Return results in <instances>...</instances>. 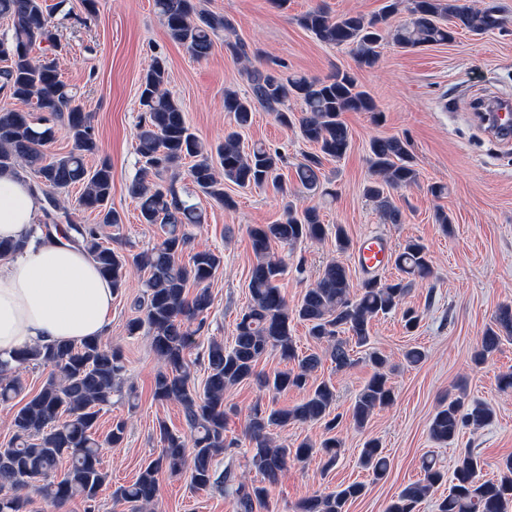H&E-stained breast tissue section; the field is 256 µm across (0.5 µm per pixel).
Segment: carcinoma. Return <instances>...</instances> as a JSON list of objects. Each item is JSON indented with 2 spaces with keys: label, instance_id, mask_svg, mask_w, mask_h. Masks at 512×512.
I'll list each match as a JSON object with an SVG mask.
<instances>
[{
  "label": "carcinoma",
  "instance_id": "1",
  "mask_svg": "<svg viewBox=\"0 0 512 512\" xmlns=\"http://www.w3.org/2000/svg\"><path fill=\"white\" fill-rule=\"evenodd\" d=\"M170 38L186 47L196 59L207 57L212 36L231 28L220 14L199 8L196 0H154ZM405 8L408 17L388 30L386 17ZM379 18L360 14L331 17L314 8L299 17V24L323 43L350 48L360 68H372L379 59V48L386 38L401 49L445 45L461 30L483 34L505 25L483 8L461 0H388ZM0 16L14 21L11 41L0 49L7 65L0 69V91L10 99L31 106L29 110L0 108V168H25L33 173L35 186L44 197V220L37 225L44 236L59 228V203L56 194L72 185L80 187L77 206L97 213L99 223L114 227L121 216L109 205L112 196V166L103 161L94 169L86 166L87 156L97 152L98 144L90 118L76 102L51 59L36 61L35 47L55 46L56 35L49 26L43 0H0ZM249 90L241 95L224 91V111L232 115L235 129L224 134L216 148L205 146L191 131L181 105L166 91L168 72L156 60L140 86V120L136 133V152L143 163L142 176L130 186L142 224H157L163 238L154 246L125 253L101 241L95 224H79L66 219L65 239L83 249L102 275L112 282L114 293L126 284L129 270L147 273L143 281V316L129 321L127 331L136 335L146 331L150 347L162 363L154 379L153 399L175 403L182 409L188 435L172 432L158 423L162 445L156 458L141 468L136 480L112 492L116 506L129 512H150L159 489V474L187 473L190 485L206 490L212 485L213 463L233 443L226 440L227 412L224 395L235 386L254 384L275 392L304 390L306 395L290 408H269L256 402L248 415L246 455L249 466L263 481L259 485L224 477L226 492L235 499L237 512H254L266 506L269 488L277 484L288 461L306 460L319 453L323 470L332 469L341 454L342 441L334 435L343 416L335 413L336 392L329 381L310 383L322 364L317 352L301 353L292 324H306L308 335L326 345L325 354L336 370L351 367L352 352L370 342L374 318L398 310L409 330L417 327L419 316L404 307L410 287L431 278L434 267L427 247L417 239L405 242L394 256L401 276L383 282L375 276L356 284L349 268L339 260L327 263L300 303L289 305L279 286L286 269L285 260L271 252L278 243L290 249L296 245L321 242L334 234L336 249L347 252L352 241L341 224L323 222L314 206H286L285 220L275 224H252L247 233L255 261L249 277V299L242 309L230 344L212 339L203 352L207 376L203 388L193 381L185 351L194 336L204 328L212 297L205 285L222 269V253L191 248V224L202 223L197 204L183 198L174 187L182 161L192 160L188 170L199 192L234 209L237 201L224 191L231 183L240 189L283 190L279 173L282 155L276 149L256 145L244 148L240 131L250 127L255 112L263 109L284 127H299L301 137L314 145L312 154L296 167V181L307 190H321L322 196L334 193L323 186L321 166L325 159L340 160L351 146V135L342 121L344 112H377L373 97L358 84L354 73L338 70L332 76L309 80L301 76L282 77L259 67L246 68ZM301 106L296 116L290 102ZM40 116H35V113ZM56 121L65 128L72 142L61 157L50 156L46 146L55 139ZM372 178L363 188L383 217L401 223V211L390 190L418 184L406 139L377 138L369 144ZM170 175L166 185L152 178ZM188 260H183V256ZM199 286L189 294L190 285ZM512 338V304L501 305L494 322L483 333L473 361L482 363L496 351L502 339ZM270 352L289 368L266 374L258 365ZM374 374L356 395L348 420L358 429L367 426L374 414L393 405L395 392L389 384L388 360L378 350L367 353ZM49 370L41 387L26 399L15 402L24 390L19 371L28 366ZM126 371L120 348L100 338L79 345L71 343L33 346L18 352L9 361H0V405L14 407L13 436L0 446V512H24L27 492L34 488L48 502L60 504L80 497L89 504L97 501L106 474L101 464V448L117 447L126 436V423L112 424L104 439L96 435L103 407L122 392ZM465 393L448 396L429 424L430 437L438 442L453 440L464 427L475 430L494 417L487 403L464 408ZM323 423L326 437L315 443L304 439L291 446L277 443L274 431L290 424ZM68 462L63 475L59 464ZM360 463L377 479L390 470V459L379 440L364 443ZM423 477L406 485L390 501L385 512H416L418 505L449 483L448 495L437 500V512H512V456L498 463V477L479 478L480 457L472 453L458 460L447 474L433 459L422 463ZM365 484L355 482L336 490L302 500L297 512H348L347 505L361 497Z\"/></svg>",
  "mask_w": 512,
  "mask_h": 512
}]
</instances>
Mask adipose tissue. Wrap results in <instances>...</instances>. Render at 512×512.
<instances>
[{
  "mask_svg": "<svg viewBox=\"0 0 512 512\" xmlns=\"http://www.w3.org/2000/svg\"><path fill=\"white\" fill-rule=\"evenodd\" d=\"M40 195L16 169L0 171V239L26 247L0 259V359L36 345L75 344L104 335L112 310L111 282L61 232L30 239Z\"/></svg>",
  "mask_w": 512,
  "mask_h": 512,
  "instance_id": "ef3b65f1",
  "label": "adipose tissue"
}]
</instances>
